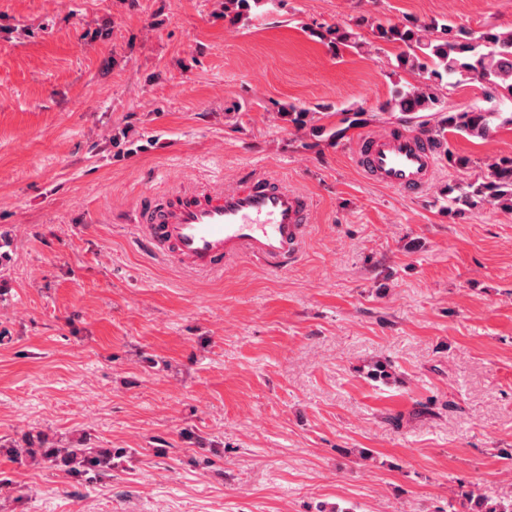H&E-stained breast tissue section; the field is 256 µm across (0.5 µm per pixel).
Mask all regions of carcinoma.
Masks as SVG:
<instances>
[{
  "label": "carcinoma",
  "mask_w": 512,
  "mask_h": 512,
  "mask_svg": "<svg viewBox=\"0 0 512 512\" xmlns=\"http://www.w3.org/2000/svg\"><path fill=\"white\" fill-rule=\"evenodd\" d=\"M262 0H224V17L235 23L248 17L251 4ZM452 27L448 24L412 22L377 26L378 37L386 42L402 47L397 55V66L403 69L426 74L428 82L399 91L389 108L405 115L431 112L439 104V86L443 81L456 79V83L469 80L479 82L489 99L505 90L512 95V30L496 32L487 29L477 36L461 29L459 36L448 37ZM336 42L346 45L358 44L360 34L351 28L337 26L328 28ZM288 125L297 130L306 127L327 136L334 142L343 131L319 124L320 117L304 108L291 107V111L280 113ZM512 125V113L485 110L448 111L431 123L423 120L418 123L421 131L427 133L438 145L446 140L449 133L465 134L485 139L495 122ZM495 205L512 211V157H502L489 164L479 182L464 186H448V212L459 211V206L477 207L483 204ZM46 456L67 467L69 475L77 480L91 482L112 471V452L91 451L87 448H52ZM462 505L470 512H512V494L489 498L472 490L456 493Z\"/></svg>",
  "instance_id": "cac0c4a2"
}]
</instances>
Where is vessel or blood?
I'll return each mask as SVG.
<instances>
[{"mask_svg":"<svg viewBox=\"0 0 512 512\" xmlns=\"http://www.w3.org/2000/svg\"><path fill=\"white\" fill-rule=\"evenodd\" d=\"M358 169L372 183L407 195L436 175L431 141L406 130H371L354 143ZM314 202L280 180L251 175L230 187H182L138 212L139 242L149 253L195 274H213L240 258L283 270L302 256Z\"/></svg>","mask_w":512,"mask_h":512,"instance_id":"1","label":"vessel or blood"}]
</instances>
